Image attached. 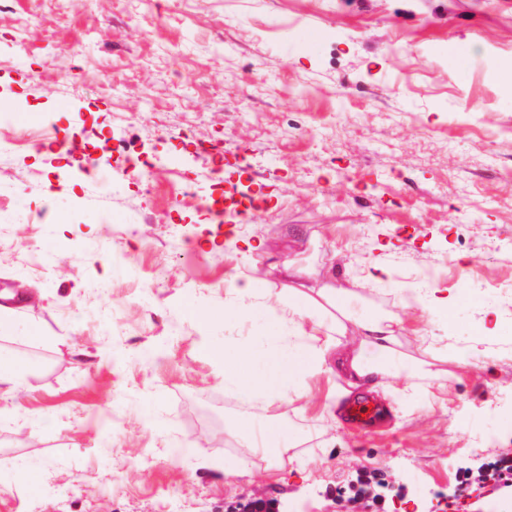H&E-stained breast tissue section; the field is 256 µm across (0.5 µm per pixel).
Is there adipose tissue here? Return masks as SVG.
Masks as SVG:
<instances>
[{
	"label": "adipose tissue",
	"mask_w": 512,
	"mask_h": 512,
	"mask_svg": "<svg viewBox=\"0 0 512 512\" xmlns=\"http://www.w3.org/2000/svg\"><path fill=\"white\" fill-rule=\"evenodd\" d=\"M293 295V302L283 306L279 316L285 333L269 341L263 369H256L247 350L224 361L225 386L268 409L300 400L305 394L306 380L324 371L325 355L334 345L333 336L325 331V323L313 316L317 301L299 289ZM394 325V320L371 313L358 321L360 347L340 363L349 379L389 375L395 353ZM367 347L376 351V359H366L363 350Z\"/></svg>",
	"instance_id": "1"
}]
</instances>
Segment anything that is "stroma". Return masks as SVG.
Returning a JSON list of instances; mask_svg holds the SVG:
<instances>
[{"label": "stroma", "instance_id": "1", "mask_svg": "<svg viewBox=\"0 0 512 512\" xmlns=\"http://www.w3.org/2000/svg\"><path fill=\"white\" fill-rule=\"evenodd\" d=\"M103 134L84 172L66 147ZM0 139V291L34 298L0 329L22 376L0 399V512H224L233 491L339 512L326 488L369 465L442 488L416 512H512L457 491L512 455V341L482 345L512 316L491 285L512 275V0H5ZM216 158L225 191L263 197L260 251L226 245L234 211L173 203L188 181L210 196ZM286 262L401 318L380 426L331 420L334 371L299 412L225 388V355L263 364L280 313L227 314L229 282L288 296ZM414 288L445 293L447 321L406 306ZM412 359L432 362L418 388ZM269 414L264 453L245 431Z\"/></svg>", "mask_w": 512, "mask_h": 512}]
</instances>
